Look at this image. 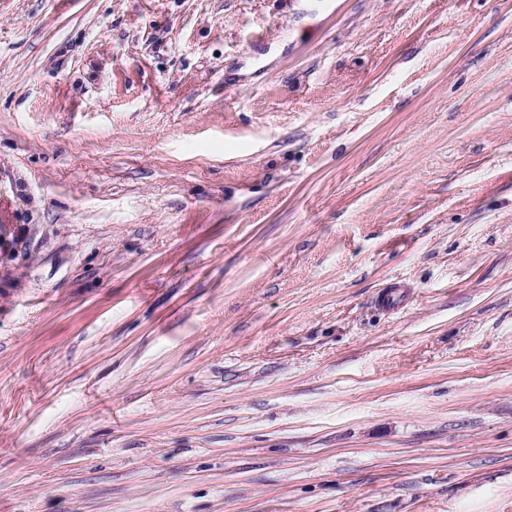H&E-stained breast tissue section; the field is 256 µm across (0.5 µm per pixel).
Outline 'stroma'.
I'll use <instances>...</instances> for the list:
<instances>
[{
    "mask_svg": "<svg viewBox=\"0 0 512 512\" xmlns=\"http://www.w3.org/2000/svg\"><path fill=\"white\" fill-rule=\"evenodd\" d=\"M0 512H512V0H0Z\"/></svg>",
    "mask_w": 512,
    "mask_h": 512,
    "instance_id": "1",
    "label": "stroma"
}]
</instances>
